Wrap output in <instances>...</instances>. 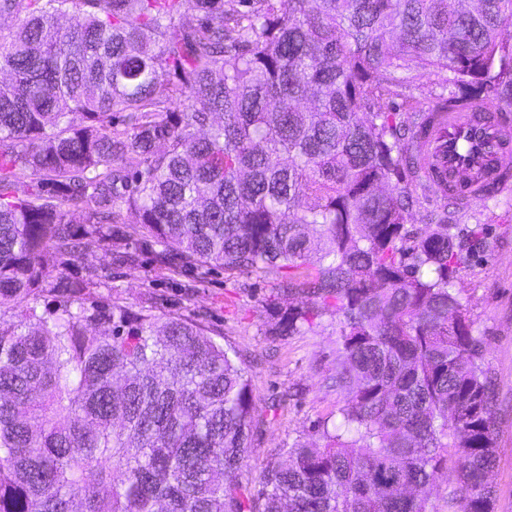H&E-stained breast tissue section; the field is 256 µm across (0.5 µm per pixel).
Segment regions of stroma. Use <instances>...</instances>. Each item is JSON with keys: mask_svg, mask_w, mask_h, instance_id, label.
<instances>
[{"mask_svg": "<svg viewBox=\"0 0 512 512\" xmlns=\"http://www.w3.org/2000/svg\"><path fill=\"white\" fill-rule=\"evenodd\" d=\"M450 90L445 75L420 71L408 85L375 100L374 108L386 112L426 103ZM449 217L462 239L474 225L484 228V250L468 256L455 285L470 298L473 333L485 342V363L495 380L493 512H512V192L451 208ZM279 281L276 274L222 269L168 278L156 271L147 253L138 266L112 279L113 303L134 306L164 298L167 311L219 330L225 347L240 354L253 394L254 427L237 479L254 493L260 474L285 461V449L297 442L319 443L317 426L335 411L340 398L335 377L343 353L335 320L326 316L307 333L277 335L281 314L302 301L300 295L280 292Z\"/></svg>", "mask_w": 512, "mask_h": 512, "instance_id": "35a3bbf8", "label": "stroma"}]
</instances>
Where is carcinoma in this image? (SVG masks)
I'll list each match as a JSON object with an SVG mask.
<instances>
[{
	"label": "carcinoma",
	"mask_w": 512,
	"mask_h": 512,
	"mask_svg": "<svg viewBox=\"0 0 512 512\" xmlns=\"http://www.w3.org/2000/svg\"><path fill=\"white\" fill-rule=\"evenodd\" d=\"M479 2L0 0V512H427L451 450L448 512H492L494 384L454 288L486 242L446 215L410 235L414 123L373 110L418 70L453 74L418 119L512 106V0ZM114 241L117 271L148 245L161 270L288 272L282 336L338 319L335 421L259 495L236 354L61 270Z\"/></svg>",
	"instance_id": "carcinoma-1"
}]
</instances>
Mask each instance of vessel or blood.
<instances>
[{
    "label": "vessel or blood",
    "mask_w": 512,
    "mask_h": 512,
    "mask_svg": "<svg viewBox=\"0 0 512 512\" xmlns=\"http://www.w3.org/2000/svg\"><path fill=\"white\" fill-rule=\"evenodd\" d=\"M420 184L460 207L512 190V109L440 113L420 140Z\"/></svg>",
    "instance_id": "1"
}]
</instances>
